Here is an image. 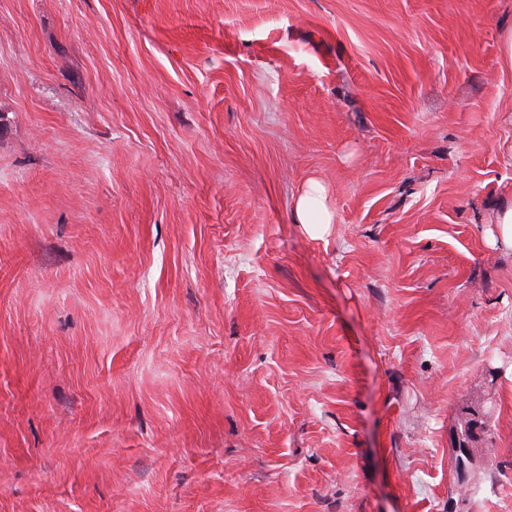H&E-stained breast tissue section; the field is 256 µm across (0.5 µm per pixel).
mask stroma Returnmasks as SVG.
<instances>
[{
	"label": "stroma",
	"instance_id": "1",
	"mask_svg": "<svg viewBox=\"0 0 512 512\" xmlns=\"http://www.w3.org/2000/svg\"><path fill=\"white\" fill-rule=\"evenodd\" d=\"M508 30L0 0V512H512ZM333 211L328 204L326 187L317 180H309L297 195L293 220L300 224L305 234L321 239L329 234L333 224ZM496 224L497 236L494 237V243L512 251V205L501 209Z\"/></svg>",
	"mask_w": 512,
	"mask_h": 512
}]
</instances>
